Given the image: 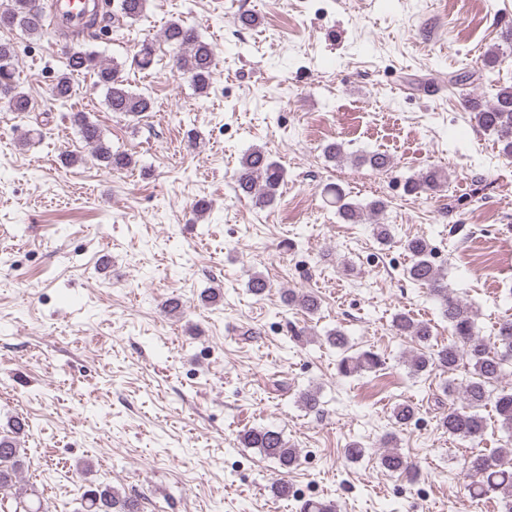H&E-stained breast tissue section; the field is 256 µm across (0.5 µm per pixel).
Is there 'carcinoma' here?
<instances>
[{
  "label": "carcinoma",
  "mask_w": 512,
  "mask_h": 512,
  "mask_svg": "<svg viewBox=\"0 0 512 512\" xmlns=\"http://www.w3.org/2000/svg\"><path fill=\"white\" fill-rule=\"evenodd\" d=\"M148 0H119L121 17L138 21L146 15ZM47 15L39 0H5L0 4V30H18L33 37L43 31ZM112 27V14L92 11L78 33L83 38H96L98 33ZM164 41L176 50L174 65L187 75L195 91L203 95L214 79L215 54L211 44L202 40L199 33L179 21H171L163 31ZM65 69L54 78L51 94L55 101L65 103L77 95L76 76L91 73L95 84L106 90V102L113 112L138 117L153 110L150 97L131 91L122 76L119 65L99 58L81 44L64 46ZM153 44L141 45L133 57V64L147 70L153 64ZM17 54L10 42L0 41V106L10 112L23 114L34 110L28 94L18 89ZM465 107L474 114L476 124L493 135L506 156H512V85L497 89L492 104L482 106L478 99L464 97ZM72 122L78 128L82 141L91 147L95 156L111 171L129 168L133 158L123 152H114L102 138L99 127L84 112L72 113ZM353 162L376 171L392 167L391 158L382 152H368L354 156ZM286 172L260 148H254L241 158L234 175L235 191L254 201L259 207L270 205L276 199L284 183ZM448 176L436 168H430L405 184L410 194L436 192L447 184ZM327 193L336 204L338 215L351 224H360L365 214H379L385 209L384 202L372 201L366 205L347 200L339 187L330 186ZM410 256L407 277L414 283L428 288L437 299L442 315L448 320L451 341L436 347L432 344V329L428 323L418 321L406 312L393 317V327L398 334L408 336L418 346L411 356V367L417 374L436 369L448 374L444 389L448 397L458 396L461 406L448 407L440 419L441 426L454 437L476 442L482 439L487 428L480 410L493 405L501 428L512 433V388L498 387L504 376L505 365L512 361V319L501 320L494 340L480 335L476 326L475 312L470 304L460 299L448 286L443 273L433 260V250L423 238L414 237L402 243ZM287 305L313 315L320 306L318 297L310 292L287 291ZM330 345L344 352L338 362L339 373L349 376L363 370L376 369L381 365L378 354L364 351L349 355L345 333L336 329L327 335ZM467 365L465 378L458 379L461 365ZM28 424L19 418L12 420L8 430L0 433V493L11 494L18 499L23 512H39L25 503L26 486L21 484L24 461L20 439L26 434ZM247 448H257L263 455L282 469L297 464L298 451L285 440L282 433L267 427L251 428L242 435ZM395 437L385 440L389 447L382 458V465L409 477L417 476L415 466L393 447ZM465 468L472 478L470 495L474 498L494 497L502 512H512V439L505 441L491 453L476 452L465 460ZM82 512H140L138 499L130 494H120L108 487L84 491L80 498Z\"/></svg>",
  "instance_id": "carcinoma-1"
}]
</instances>
